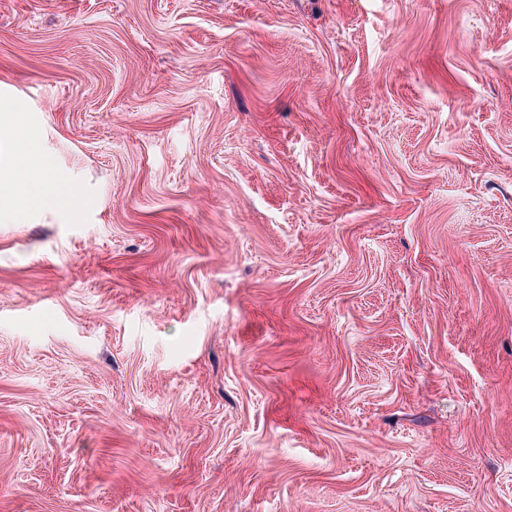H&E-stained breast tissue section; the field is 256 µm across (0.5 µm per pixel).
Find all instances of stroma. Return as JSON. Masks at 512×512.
Returning <instances> with one entry per match:
<instances>
[{"label":"stroma","instance_id":"1","mask_svg":"<svg viewBox=\"0 0 512 512\" xmlns=\"http://www.w3.org/2000/svg\"><path fill=\"white\" fill-rule=\"evenodd\" d=\"M1 125L0 512H512V0H0Z\"/></svg>","mask_w":512,"mask_h":512}]
</instances>
